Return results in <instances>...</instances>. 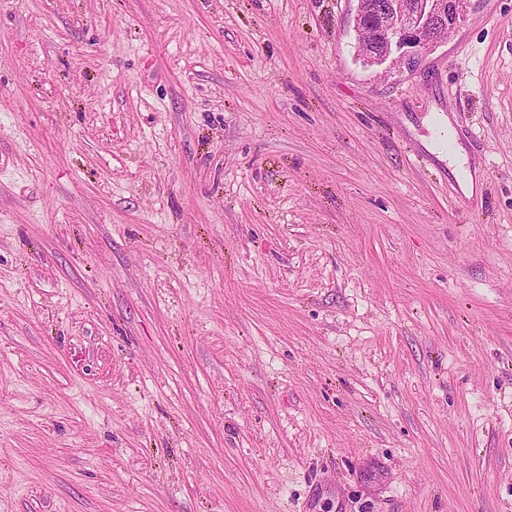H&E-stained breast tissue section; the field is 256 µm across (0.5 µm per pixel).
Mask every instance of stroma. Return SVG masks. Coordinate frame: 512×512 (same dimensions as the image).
Listing matches in <instances>:
<instances>
[{"instance_id":"obj_1","label":"stroma","mask_w":512,"mask_h":512,"mask_svg":"<svg viewBox=\"0 0 512 512\" xmlns=\"http://www.w3.org/2000/svg\"><path fill=\"white\" fill-rule=\"evenodd\" d=\"M465 4L409 70L357 0H0V512H512V0Z\"/></svg>"}]
</instances>
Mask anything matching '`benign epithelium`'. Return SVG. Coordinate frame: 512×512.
<instances>
[{
    "mask_svg": "<svg viewBox=\"0 0 512 512\" xmlns=\"http://www.w3.org/2000/svg\"><path fill=\"white\" fill-rule=\"evenodd\" d=\"M460 0H358V52L368 60L414 63L453 25Z\"/></svg>",
    "mask_w": 512,
    "mask_h": 512,
    "instance_id": "benign-epithelium-1",
    "label": "benign epithelium"
}]
</instances>
